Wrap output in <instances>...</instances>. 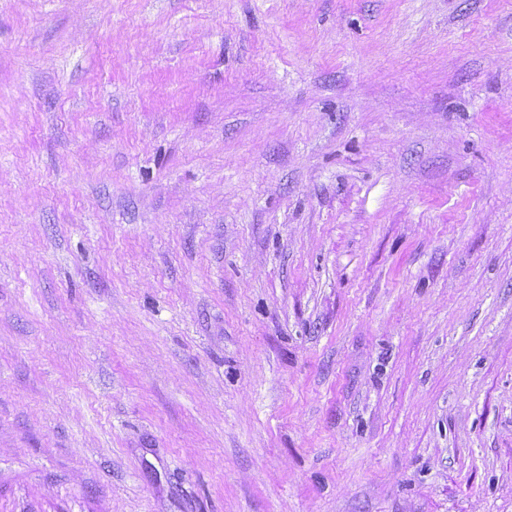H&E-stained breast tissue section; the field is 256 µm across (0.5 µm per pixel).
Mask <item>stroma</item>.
I'll use <instances>...</instances> for the list:
<instances>
[{
	"label": "stroma",
	"instance_id": "1",
	"mask_svg": "<svg viewBox=\"0 0 512 512\" xmlns=\"http://www.w3.org/2000/svg\"><path fill=\"white\" fill-rule=\"evenodd\" d=\"M0 512H512V0H0Z\"/></svg>",
	"mask_w": 512,
	"mask_h": 512
}]
</instances>
